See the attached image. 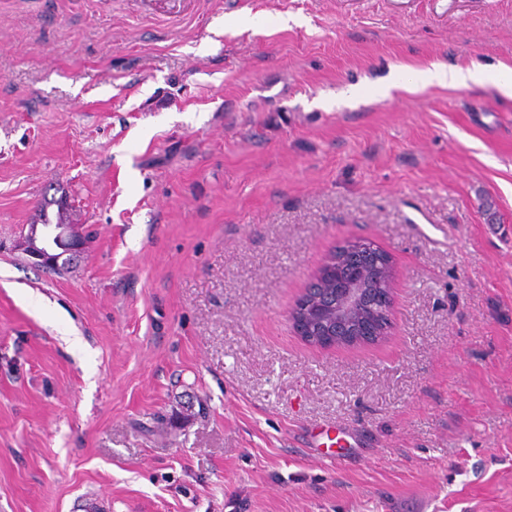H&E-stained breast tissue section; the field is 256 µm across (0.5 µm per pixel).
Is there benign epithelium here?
<instances>
[{
  "instance_id": "benign-epithelium-1",
  "label": "benign epithelium",
  "mask_w": 512,
  "mask_h": 512,
  "mask_svg": "<svg viewBox=\"0 0 512 512\" xmlns=\"http://www.w3.org/2000/svg\"><path fill=\"white\" fill-rule=\"evenodd\" d=\"M83 235L79 228L67 224L38 225L29 227L23 237L22 251L35 266L55 265L59 258L53 249H59L71 261L83 258ZM366 242H352L331 251L312 278L311 283L327 273L339 272L337 263L351 249H363ZM373 276L370 287L359 281L353 282L339 294L330 311L332 331L325 335L305 334V319L309 312L319 307L318 299L307 290L288 312V320L297 336L305 342L321 348L377 343L389 333L393 305L392 265L390 257L382 250L372 254Z\"/></svg>"
}]
</instances>
